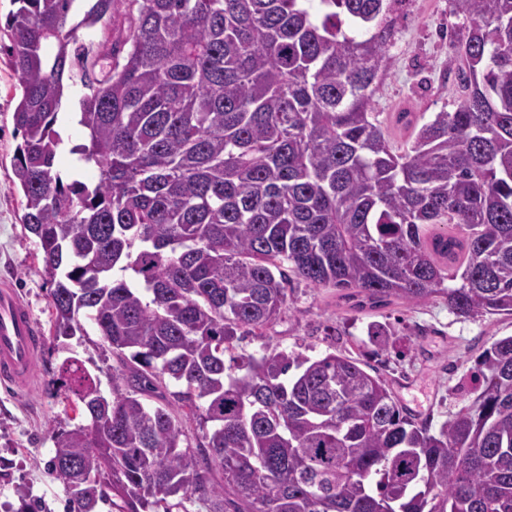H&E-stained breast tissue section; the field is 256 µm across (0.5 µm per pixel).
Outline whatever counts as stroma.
I'll list each match as a JSON object with an SVG mask.
<instances>
[{
  "instance_id": "35a3bbf8",
  "label": "stroma",
  "mask_w": 512,
  "mask_h": 512,
  "mask_svg": "<svg viewBox=\"0 0 512 512\" xmlns=\"http://www.w3.org/2000/svg\"><path fill=\"white\" fill-rule=\"evenodd\" d=\"M11 0H0V281L17 288L41 327L44 346L36 385L16 392L0 387V512H16L19 492L42 512H68L69 495L47 464L54 453L51 429L87 424L65 399L60 371L66 358L79 359L104 395L112 393L119 362L88 317L72 336H55L51 323V286L23 216V195L14 186L13 164L22 141L13 113L21 90L9 63L12 40L7 27ZM390 65L373 97L372 112L389 133L397 152L413 143L395 124L397 112H413L418 123L435 113L454 111L460 93L448 71L451 48L444 31L456 24L449 0H403L394 5ZM389 324L388 351L375 353L367 327ZM512 336V316L460 317L436 297L408 306L356 311L332 288L292 282L287 302L264 339L245 338L240 352L255 354L279 346L317 358L329 352L359 359L368 373L379 374L397 402L411 416L440 427L473 395L470 372L479 355L500 338Z\"/></svg>"
}]
</instances>
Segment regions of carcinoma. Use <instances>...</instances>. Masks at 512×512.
I'll list each match as a JSON object with an SVG mask.
<instances>
[{
    "label": "carcinoma",
    "instance_id": "carcinoma-1",
    "mask_svg": "<svg viewBox=\"0 0 512 512\" xmlns=\"http://www.w3.org/2000/svg\"><path fill=\"white\" fill-rule=\"evenodd\" d=\"M80 2L13 0L7 22L14 184L54 335L84 313L122 365L110 399L62 367L90 417L51 430L48 469L86 482L69 512H512V336L436 431L358 359L238 353L295 280L359 310L442 296L512 316V0H451L461 98L421 126L398 113L404 154L371 112L395 0ZM124 23L109 77L77 33ZM77 82L91 184L54 167ZM392 335L368 330L378 353Z\"/></svg>",
    "mask_w": 512,
    "mask_h": 512
}]
</instances>
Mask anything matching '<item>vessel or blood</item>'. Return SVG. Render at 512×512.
Segmentation results:
<instances>
[{
    "mask_svg": "<svg viewBox=\"0 0 512 512\" xmlns=\"http://www.w3.org/2000/svg\"><path fill=\"white\" fill-rule=\"evenodd\" d=\"M42 336L17 291L0 282V385L26 388L37 375L36 356Z\"/></svg>",
    "mask_w": 512,
    "mask_h": 512,
    "instance_id": "b4317fda",
    "label": "vessel or blood"
}]
</instances>
